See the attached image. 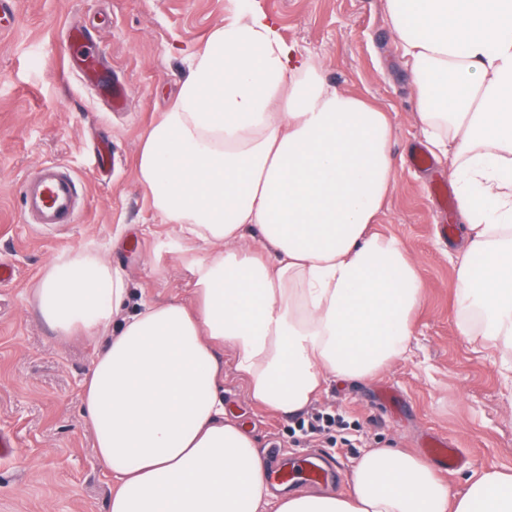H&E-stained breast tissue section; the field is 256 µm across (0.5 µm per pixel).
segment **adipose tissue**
Segmentation results:
<instances>
[{
    "label": "adipose tissue",
    "mask_w": 512,
    "mask_h": 512,
    "mask_svg": "<svg viewBox=\"0 0 512 512\" xmlns=\"http://www.w3.org/2000/svg\"><path fill=\"white\" fill-rule=\"evenodd\" d=\"M416 119L447 160L466 227L458 329L512 348V0H384ZM384 112L329 85L277 20L234 0L146 131L137 174L189 253L199 301L127 311L124 269L85 250L34 291L58 335L105 338L83 410L109 512H512V474L451 493L398 448H373L347 492L271 490L257 443L224 410V361L284 415L329 380L404 355L422 281L372 231L395 187Z\"/></svg>",
    "instance_id": "ef3b65f1"
}]
</instances>
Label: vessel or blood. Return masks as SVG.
Returning a JSON list of instances; mask_svg holds the SVG:
<instances>
[{
  "instance_id": "b4317fda",
  "label": "vessel or blood",
  "mask_w": 512,
  "mask_h": 512,
  "mask_svg": "<svg viewBox=\"0 0 512 512\" xmlns=\"http://www.w3.org/2000/svg\"><path fill=\"white\" fill-rule=\"evenodd\" d=\"M64 48L69 61L77 63L85 77L95 76L101 60L97 53L88 51L80 29L65 31ZM22 193L24 214L32 223L45 227L76 223L81 211L80 183L59 163H41L35 175L25 180Z\"/></svg>"
}]
</instances>
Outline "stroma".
<instances>
[{"label": "stroma", "instance_id": "obj_1", "mask_svg": "<svg viewBox=\"0 0 512 512\" xmlns=\"http://www.w3.org/2000/svg\"><path fill=\"white\" fill-rule=\"evenodd\" d=\"M0 14V263L15 270L0 283V427L17 438L0 461V512H109L112 475L99 463L83 416V381L96 345L60 337L33 303L35 282L56 258L99 245L122 265L134 300L194 298L183 260L158 252L177 243L141 188L142 138L187 75L185 58L211 28L232 15L231 0H13ZM277 18L282 38L321 62L328 83L359 94L390 118L396 187L376 232L403 242L423 283L409 351L374 378L330 381L327 392L288 417L252 401L243 378L224 369L227 411L246 423L262 455L278 451L295 465L312 454L332 474L297 491H342L341 475L372 448L424 456L429 435L445 438L462 462L443 473L452 492L469 474L512 471V354L457 330L454 253L463 236L457 211H443L436 182L448 164L414 165L427 147L415 119L409 76L393 45L383 0H249ZM83 28L105 60L94 84L67 68L62 33ZM125 89L115 110L105 97ZM109 149L110 172L98 152ZM62 163L80 180L77 223L46 229L27 222L21 183L38 163ZM334 418L315 434L308 425Z\"/></svg>", "mask_w": 512, "mask_h": 512}]
</instances>
